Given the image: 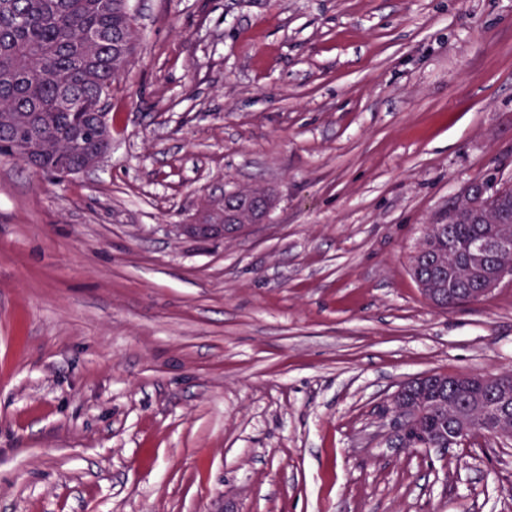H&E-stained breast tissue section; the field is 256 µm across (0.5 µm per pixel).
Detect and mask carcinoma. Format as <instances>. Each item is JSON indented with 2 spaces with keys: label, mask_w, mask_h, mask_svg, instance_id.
Listing matches in <instances>:
<instances>
[{
  "label": "carcinoma",
  "mask_w": 512,
  "mask_h": 512,
  "mask_svg": "<svg viewBox=\"0 0 512 512\" xmlns=\"http://www.w3.org/2000/svg\"><path fill=\"white\" fill-rule=\"evenodd\" d=\"M140 45L130 0H0V157L25 160L20 143L35 147L39 167L59 174L80 167L107 148V133L94 123L112 88ZM499 197L464 214L452 206L425 225L410 271L436 307L452 309L479 286L484 269L458 260L476 238H512V184L498 182ZM512 374L477 373L460 390L432 378L403 425L404 448H442L448 411L491 432L512 422L507 401L490 390Z\"/></svg>",
  "instance_id": "carcinoma-1"
}]
</instances>
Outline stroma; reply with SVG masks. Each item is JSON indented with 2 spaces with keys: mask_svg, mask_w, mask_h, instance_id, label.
<instances>
[{
  "mask_svg": "<svg viewBox=\"0 0 512 512\" xmlns=\"http://www.w3.org/2000/svg\"><path fill=\"white\" fill-rule=\"evenodd\" d=\"M96 167L0 157V512H512V443L400 448L433 372L512 369V282L409 271L512 178V0H133ZM274 204L187 233L224 195ZM232 194L234 196V202L226 204L228 196ZM242 192H233L224 195V209L219 213L207 212L201 216V224H190L187 225L188 232L192 235L199 237H209L213 235H223L226 237L235 236L240 233L245 226L244 223H251V216L248 213H241L242 224L234 222L236 219L234 210H229L231 205H234L237 201H244L245 204L248 200L244 197Z\"/></svg>",
  "mask_w": 512,
  "mask_h": 512,
  "instance_id": "stroma-1",
  "label": "stroma"
}]
</instances>
